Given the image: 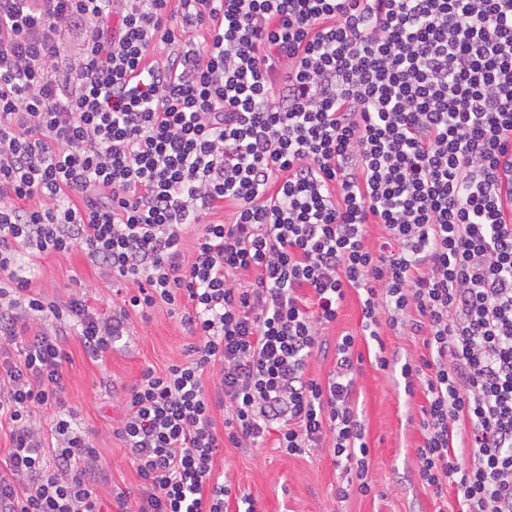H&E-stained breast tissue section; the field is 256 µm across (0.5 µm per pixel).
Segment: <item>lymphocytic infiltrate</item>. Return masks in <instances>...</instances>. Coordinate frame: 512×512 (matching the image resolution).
<instances>
[{"instance_id": "obj_1", "label": "lymphocytic infiltrate", "mask_w": 512, "mask_h": 512, "mask_svg": "<svg viewBox=\"0 0 512 512\" xmlns=\"http://www.w3.org/2000/svg\"><path fill=\"white\" fill-rule=\"evenodd\" d=\"M23 249L81 250L135 291L108 316L46 300ZM351 289L364 335L425 349L401 366L425 399L422 481L457 512H512V0H0V340L18 354L0 512H102L96 450L61 410L69 355L34 320L101 357L162 305L197 342L124 397L143 485L119 512H229L217 450L270 440L327 451L337 498L369 494L355 336L327 380L307 371ZM379 337L385 352L388 355L396 352L402 359L401 363L405 360L416 362L425 352L422 343L418 339L407 336V333L400 330V327L393 330L385 325L382 327Z\"/></svg>"}]
</instances>
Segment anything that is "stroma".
I'll list each match as a JSON object with an SVG mask.
<instances>
[{
	"label": "stroma",
	"instance_id": "35a3bbf8",
	"mask_svg": "<svg viewBox=\"0 0 512 512\" xmlns=\"http://www.w3.org/2000/svg\"><path fill=\"white\" fill-rule=\"evenodd\" d=\"M32 287L48 300L64 301L83 294L99 313L112 310V278L94 266L85 253H51L35 259L26 272ZM361 306L356 293H348L338 318L325 331L328 342L345 333L356 335L355 350L363 356L358 376V410L370 448L369 495L351 493L337 500L336 487L343 477L328 453L286 455L265 448L247 455L231 445L218 449L214 477L227 478L233 494H247L257 512H444L446 502L419 477L415 450L422 442L418 424L422 394L407 396L399 373L377 369L378 350L418 360L424 352L419 340L400 329L382 327L379 341L362 339ZM194 341L166 307L156 308L149 318L132 316L124 343L102 359L90 357L78 336L68 335L64 348L69 355L64 397L76 414L80 428L88 431L97 450L103 473L99 491L106 501L103 512H112L114 493L133 491L141 479L117 435L123 417L122 397L141 371L164 370L184 361Z\"/></svg>",
	"mask_w": 512,
	"mask_h": 512
}]
</instances>
